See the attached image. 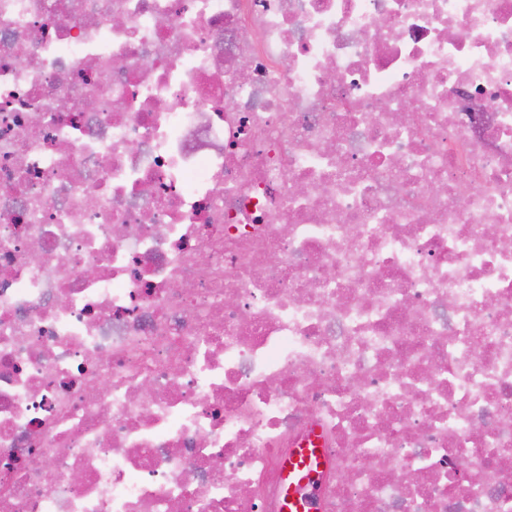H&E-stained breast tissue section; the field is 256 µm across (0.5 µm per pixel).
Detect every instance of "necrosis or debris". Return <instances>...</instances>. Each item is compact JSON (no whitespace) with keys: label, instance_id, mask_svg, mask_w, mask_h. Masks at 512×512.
Segmentation results:
<instances>
[{"label":"necrosis or debris","instance_id":"necrosis-or-debris-1","mask_svg":"<svg viewBox=\"0 0 512 512\" xmlns=\"http://www.w3.org/2000/svg\"><path fill=\"white\" fill-rule=\"evenodd\" d=\"M295 448L512 512V0H0V512H282Z\"/></svg>","mask_w":512,"mask_h":512}]
</instances>
